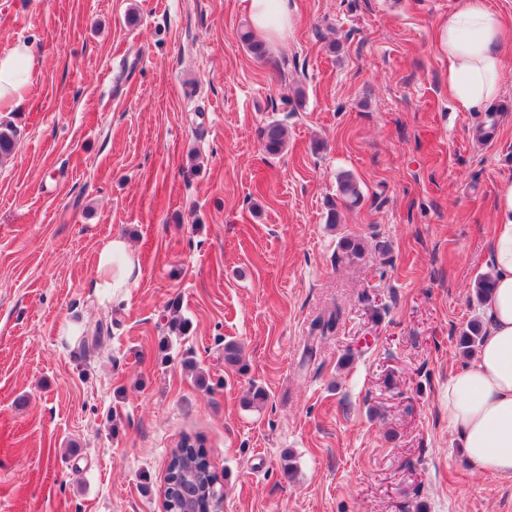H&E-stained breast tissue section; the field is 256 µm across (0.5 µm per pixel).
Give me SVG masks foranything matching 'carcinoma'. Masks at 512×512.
<instances>
[{
	"label": "carcinoma",
	"mask_w": 512,
	"mask_h": 512,
	"mask_svg": "<svg viewBox=\"0 0 512 512\" xmlns=\"http://www.w3.org/2000/svg\"><path fill=\"white\" fill-rule=\"evenodd\" d=\"M239 40L254 56L261 58L266 54L264 44L256 39L252 31H240ZM261 136L264 150L270 155L279 154L286 145V129L278 121L267 123L262 129ZM336 184L337 197L342 205L355 208L362 204L364 195L360 183L352 173L340 172L336 177ZM338 249L339 259L345 262H353L362 255L361 243L355 236L342 237ZM481 338L480 322H471L459 336L462 352L469 354L474 351ZM170 471L176 479V512H188L190 509L193 512H213V496L207 486L217 481V477L212 472L206 455L174 453L170 461Z\"/></svg>",
	"instance_id": "carcinoma-1"
}]
</instances>
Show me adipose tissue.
Segmentation results:
<instances>
[{"label": "adipose tissue", "mask_w": 512, "mask_h": 512, "mask_svg": "<svg viewBox=\"0 0 512 512\" xmlns=\"http://www.w3.org/2000/svg\"><path fill=\"white\" fill-rule=\"evenodd\" d=\"M249 18L268 41L284 38L292 25L288 0H248ZM448 57V93L463 108L495 102L501 90L506 34L498 13L483 0H458L438 31ZM31 44L0 54V108L23 103L33 82ZM492 292L485 304L486 334L471 361L448 378V427L468 459L481 469L512 477V179L500 182L491 240ZM141 274L127 240L112 237L95 257L89 287L108 299L132 287Z\"/></svg>", "instance_id": "obj_1"}]
</instances>
